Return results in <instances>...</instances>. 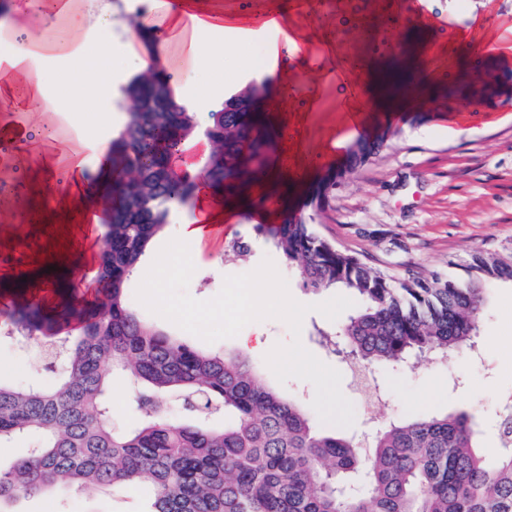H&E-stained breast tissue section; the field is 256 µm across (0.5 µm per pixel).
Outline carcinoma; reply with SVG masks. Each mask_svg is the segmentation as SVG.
I'll return each instance as SVG.
<instances>
[{
	"label": "carcinoma",
	"instance_id": "cac0c4a2",
	"mask_svg": "<svg viewBox=\"0 0 512 512\" xmlns=\"http://www.w3.org/2000/svg\"><path fill=\"white\" fill-rule=\"evenodd\" d=\"M389 97L411 96L423 80L389 59ZM131 101L112 137L109 231L97 254L102 297L90 312L47 319L30 307L6 316L0 335L37 336L51 380L0 377V447L24 443L0 465V512L50 489L65 499L142 492L139 512H512V411L496 424L501 453L486 460L482 431L464 411L393 420L368 446L325 433L314 414L263 382L244 357L199 349L144 322L127 284L171 220L195 206L201 182L238 195L266 173L268 133L253 81L208 112H189L156 63L122 89ZM214 149L201 167L176 168L198 135ZM383 147L348 155L353 171ZM336 190L331 167L296 207L253 226L303 287L345 288L358 300L342 323L317 330L344 355L355 379L375 365L446 362L472 353L495 288L512 286V246L475 250L465 276L367 266L324 238L314 215ZM250 244L225 255L245 261ZM132 390L129 422H112V380Z\"/></svg>",
	"mask_w": 512,
	"mask_h": 512
}]
</instances>
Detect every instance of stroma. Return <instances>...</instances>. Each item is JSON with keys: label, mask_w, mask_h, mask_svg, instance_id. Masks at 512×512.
Segmentation results:
<instances>
[{"label": "stroma", "mask_w": 512, "mask_h": 512, "mask_svg": "<svg viewBox=\"0 0 512 512\" xmlns=\"http://www.w3.org/2000/svg\"><path fill=\"white\" fill-rule=\"evenodd\" d=\"M83 7H107L112 38L121 50L112 56L107 83L85 88L80 74L91 55H102L99 32H83L71 55L47 60L42 68L53 106L74 129L95 130L111 140L121 114L115 106L119 86L157 59L170 74L178 97L198 100L209 111L223 100L225 85L236 82L242 59L260 58L275 40L272 30L228 45L204 64L191 59V47L176 32L154 50L131 38L132 11L127 0H81ZM485 0H426L423 19L414 18L406 0H280L308 26L333 31V52L320 45L305 48L306 69H298L292 52L280 50L276 91L265 104L276 135L270 152L276 178L309 185L343 156L336 138L355 140L376 130L387 145L349 174L318 213L315 228L358 254L375 268L411 264L426 271H450L470 251L512 244V59L491 52L470 53L458 38L470 14L482 11ZM403 42L407 63L417 69L424 91L402 112L378 111L373 98L372 65L386 61L387 48ZM360 58L364 93L358 100V124L347 122L339 105L352 98L350 85L337 80L338 63ZM486 71L489 85H477L467 96L466 113H458L449 89L466 73ZM294 90L281 94V85ZM76 202L68 195L64 169L37 174L29 157L18 155L0 139V310L37 305L47 316L65 306L93 305L97 296L96 266L89 259L93 243L76 221ZM255 219L239 214L227 239L252 243L246 261L225 259L227 239L190 244L195 272L189 294L208 300L229 275L249 273L269 256L256 238ZM317 312L302 322V345L324 363L341 371V389L352 402L355 422L348 434L367 439L390 420L442 415L456 409L474 414L487 447H495V424L512 397V288H498L479 323L476 358H454L445 365L420 364L416 369L381 366L370 378L380 398L366 403L346 365L323 347L314 326H329ZM0 373L47 381L36 342L0 337Z\"/></svg>", "instance_id": "stroma-1"}]
</instances>
